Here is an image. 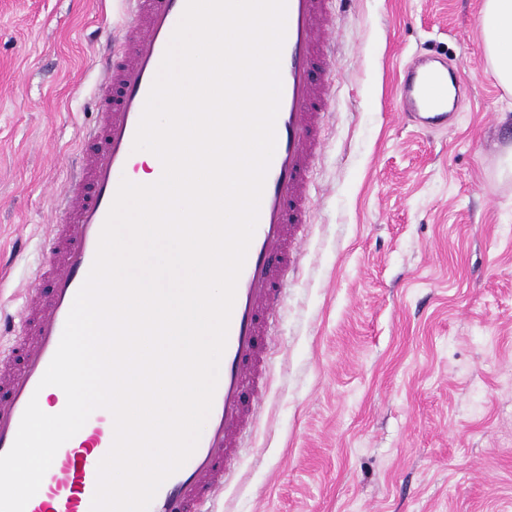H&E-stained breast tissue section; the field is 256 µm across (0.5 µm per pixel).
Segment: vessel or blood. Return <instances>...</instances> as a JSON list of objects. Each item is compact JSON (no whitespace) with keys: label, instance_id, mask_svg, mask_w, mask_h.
I'll return each instance as SVG.
<instances>
[{"label":"vessel or blood","instance_id":"1","mask_svg":"<svg viewBox=\"0 0 512 512\" xmlns=\"http://www.w3.org/2000/svg\"><path fill=\"white\" fill-rule=\"evenodd\" d=\"M127 2L126 35L105 57L98 121L84 134L89 146L75 163L73 190L64 198L33 275L34 281H49L51 293L45 297L31 289L19 320L5 324L14 341L0 349V366L9 368L0 379V454L11 449L30 399L56 413L66 405L65 399L38 392L37 386L95 260L100 232L135 157L133 143L145 101L186 5V0ZM334 28L330 0H287L276 148L236 286L212 409L194 453L159 487L149 512H214L215 498L230 478L256 417L255 390L264 378L266 336L299 250L297 230L309 221L310 173L321 150L325 93L335 71ZM452 89L467 93L463 75L452 78L447 67L419 61L406 65L398 110L424 128L446 125ZM113 439V416L98 409L78 445L56 453L46 483L25 512H90L98 464Z\"/></svg>","mask_w":512,"mask_h":512}]
</instances>
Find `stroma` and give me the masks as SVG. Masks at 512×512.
Instances as JSON below:
<instances>
[{"label":"stroma","instance_id":"35a3bbf8","mask_svg":"<svg viewBox=\"0 0 512 512\" xmlns=\"http://www.w3.org/2000/svg\"><path fill=\"white\" fill-rule=\"evenodd\" d=\"M483 2L336 4L311 220L215 512H512V93ZM126 8L0 0V315L25 303ZM416 56L469 84L434 133L396 110Z\"/></svg>","mask_w":512,"mask_h":512}]
</instances>
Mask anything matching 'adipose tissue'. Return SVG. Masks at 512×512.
Wrapping results in <instances>:
<instances>
[{"label":"adipose tissue","mask_w":512,"mask_h":512,"mask_svg":"<svg viewBox=\"0 0 512 512\" xmlns=\"http://www.w3.org/2000/svg\"><path fill=\"white\" fill-rule=\"evenodd\" d=\"M479 22L494 77L512 90V0H484Z\"/></svg>","instance_id":"adipose-tissue-1"}]
</instances>
